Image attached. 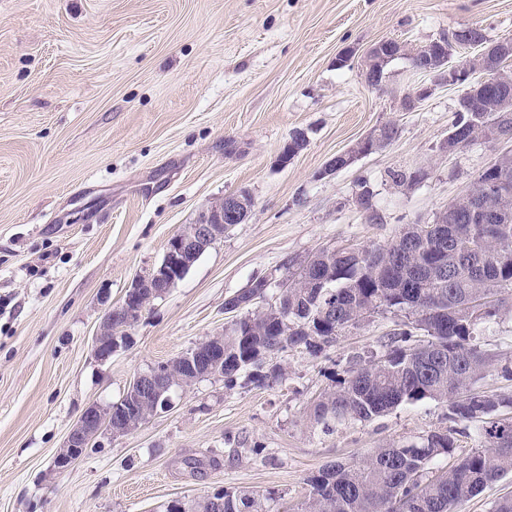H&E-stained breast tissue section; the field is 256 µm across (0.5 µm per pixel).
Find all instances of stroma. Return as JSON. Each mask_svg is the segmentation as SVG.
<instances>
[{
    "label": "stroma",
    "instance_id": "obj_1",
    "mask_svg": "<svg viewBox=\"0 0 512 512\" xmlns=\"http://www.w3.org/2000/svg\"><path fill=\"white\" fill-rule=\"evenodd\" d=\"M466 28L512 39V0H0V512H166L220 489L297 512L325 466L448 428L446 405L430 400L329 435L310 420L337 374L381 354L397 322L382 313L320 356L280 353L281 384L229 391L216 376L174 389L140 429L53 468L85 406L117 401L136 374L223 334L225 300L251 280L323 248L387 245L469 188L502 146L446 151L461 87L402 108L422 80L410 53ZM387 39L407 53L373 88L364 61ZM389 123V145L324 174ZM299 130L306 146L280 165ZM365 189L373 220L357 203ZM240 190L250 218L97 362L107 304ZM477 342L512 362V312L481 324Z\"/></svg>",
    "mask_w": 512,
    "mask_h": 512
}]
</instances>
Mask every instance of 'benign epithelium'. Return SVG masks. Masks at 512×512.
Here are the masks:
<instances>
[{
  "mask_svg": "<svg viewBox=\"0 0 512 512\" xmlns=\"http://www.w3.org/2000/svg\"><path fill=\"white\" fill-rule=\"evenodd\" d=\"M448 40L445 34L432 40L416 51L413 56V68L416 72L434 78L439 85H462L464 92L461 98L475 105L480 99L483 88L489 83H512V40L502 39L493 43L484 41L481 50L462 63L448 65V55L438 50V46ZM403 45L396 40H382L368 52L364 70L365 82L376 88L381 84V74L377 64L383 59L396 58L402 55ZM475 73L484 74L483 79L472 81ZM431 88L425 84L418 85L412 93L405 97L403 106L407 111L430 95ZM375 133L357 143L351 151L338 155L340 161H330L327 171L336 172L352 164L360 154L359 147L372 141ZM250 194L241 190L224 196L221 202L206 207L194 224L187 225L178 231L170 240L162 264L145 276L134 279L126 290L121 303L108 306L99 325L93 342L95 358L105 363L112 354L128 342V330L135 327L142 319L145 307L154 298L164 295L178 280V274L189 267L195 257L205 252L215 242L223 238L221 231L226 224H242L250 216L252 204ZM470 200L476 204V212L482 215L485 222H495L500 216L512 210V199L503 192L493 190L489 182H474L462 195L454 201ZM180 357L188 359V369L176 371L169 364L159 365L138 374L130 382L125 395L142 400L145 396H153L162 400L161 409L171 406L168 395L173 383L183 387L192 385L202 379V374L224 371V345L219 336L209 339L183 351ZM149 418L139 411L116 402L109 405L99 403L88 404L69 431L63 447L54 457V468L62 473L82 457L92 447H102L100 437H118L126 435L142 425Z\"/></svg>",
  "mask_w": 512,
  "mask_h": 512,
  "instance_id": "obj_1",
  "label": "benign epithelium"
}]
</instances>
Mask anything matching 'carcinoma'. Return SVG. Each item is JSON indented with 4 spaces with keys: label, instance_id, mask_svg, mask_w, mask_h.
Instances as JSON below:
<instances>
[{
    "label": "carcinoma",
    "instance_id": "carcinoma-1",
    "mask_svg": "<svg viewBox=\"0 0 512 512\" xmlns=\"http://www.w3.org/2000/svg\"><path fill=\"white\" fill-rule=\"evenodd\" d=\"M460 44L485 39L477 28L451 33ZM494 126L497 115L458 109L453 130L466 136L474 125ZM468 204L439 214L440 234L417 232L412 224L400 236L411 248L393 242L395 259H374L375 248L323 251L309 264L322 288L311 287L307 270L291 277L280 307L258 314L248 300L269 292L256 278L229 298L243 302L237 322L224 329V387L240 378L272 386L284 373L269 372L263 361L303 347L318 355L336 344L341 332L375 314L402 313L384 345V354L360 367H349L313 407L314 422L332 433L348 420L370 422L405 403L434 400L448 407L453 423L478 424L481 447L437 473L434 461L455 448L457 429L432 431L418 444L389 443L364 456L336 462L307 479L308 500L301 512H452V508L493 483L512 477V393L477 391L474 385L494 371L512 382V365H496L476 341L481 323L499 318L512 305V217L503 224H473ZM224 501V512H266V497L230 492L211 495Z\"/></svg>",
    "mask_w": 512,
    "mask_h": 512
}]
</instances>
